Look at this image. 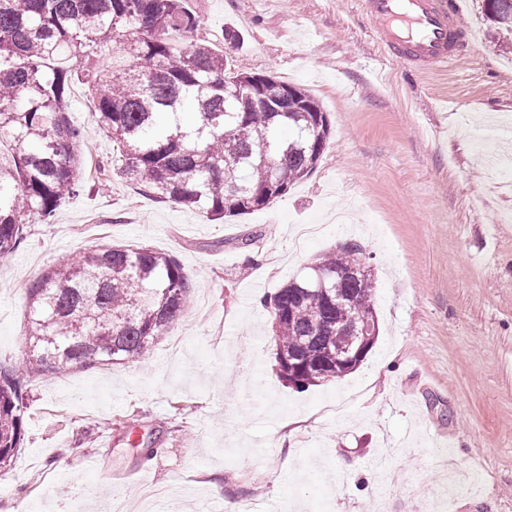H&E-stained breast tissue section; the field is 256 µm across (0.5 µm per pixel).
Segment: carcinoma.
<instances>
[{
    "label": "carcinoma",
    "instance_id": "obj_1",
    "mask_svg": "<svg viewBox=\"0 0 512 512\" xmlns=\"http://www.w3.org/2000/svg\"><path fill=\"white\" fill-rule=\"evenodd\" d=\"M512 31V0L483 7ZM186 0H0V129L13 152L0 157V257L25 239V224L53 221L87 187L72 117L78 72L58 63L107 44L134 64L86 74L96 124L119 152L126 178L159 199L224 220L264 208L317 166L331 124L306 90L272 75L239 72L210 40L182 50L200 30ZM362 249L346 244L269 298L279 377L297 389L356 370L336 364L351 319L369 318L372 279L349 275ZM342 289V305L330 289ZM195 285L175 257L148 246L95 245L54 263L28 288L31 350L0 364V473L21 448L28 383L76 368L135 363L183 315ZM306 364L288 374V358Z\"/></svg>",
    "mask_w": 512,
    "mask_h": 512
}]
</instances>
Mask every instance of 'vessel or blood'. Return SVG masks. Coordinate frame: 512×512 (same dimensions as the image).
Wrapping results in <instances>:
<instances>
[{
	"label": "vessel or blood",
	"instance_id": "obj_1",
	"mask_svg": "<svg viewBox=\"0 0 512 512\" xmlns=\"http://www.w3.org/2000/svg\"><path fill=\"white\" fill-rule=\"evenodd\" d=\"M376 40L411 73L448 71L472 49L450 0H361Z\"/></svg>",
	"mask_w": 512,
	"mask_h": 512
}]
</instances>
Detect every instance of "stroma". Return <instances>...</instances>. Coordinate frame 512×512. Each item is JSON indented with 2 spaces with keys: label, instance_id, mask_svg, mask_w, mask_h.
<instances>
[{
  "label": "stroma",
  "instance_id": "obj_1",
  "mask_svg": "<svg viewBox=\"0 0 512 512\" xmlns=\"http://www.w3.org/2000/svg\"><path fill=\"white\" fill-rule=\"evenodd\" d=\"M456 2L475 50L421 75L384 57L359 0H189L232 67L306 89L332 125L308 177L223 222L127 180L74 84L85 174L109 189L0 258V363L22 362L27 290L60 257L146 245L195 290L139 362L29 384L0 512H105L156 486L181 512H512V195L485 133L512 127V33ZM349 242L373 272L377 341L354 372L296 391L263 301Z\"/></svg>",
  "mask_w": 512,
  "mask_h": 512
}]
</instances>
